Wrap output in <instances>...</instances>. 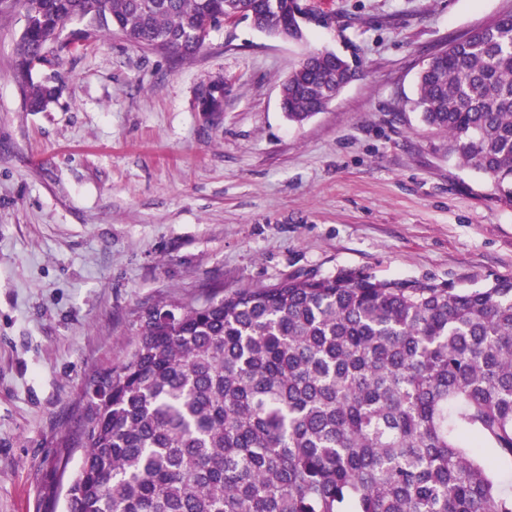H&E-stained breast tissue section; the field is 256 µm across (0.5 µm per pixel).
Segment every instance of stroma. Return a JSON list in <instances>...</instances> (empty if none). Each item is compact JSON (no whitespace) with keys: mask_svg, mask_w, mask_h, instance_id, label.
<instances>
[{"mask_svg":"<svg viewBox=\"0 0 512 512\" xmlns=\"http://www.w3.org/2000/svg\"><path fill=\"white\" fill-rule=\"evenodd\" d=\"M300 2L305 41L233 20L191 59L93 29L55 65L58 101L30 112L12 76L24 17L0 0V512H62L90 379L147 307L342 268L512 275V208L409 104L430 57L512 0ZM318 49L361 75L289 123L280 83ZM218 76L223 111H199Z\"/></svg>","mask_w":512,"mask_h":512,"instance_id":"obj_1","label":"stroma"}]
</instances>
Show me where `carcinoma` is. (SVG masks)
Wrapping results in <instances>:
<instances>
[{
	"label": "carcinoma",
	"mask_w": 512,
	"mask_h": 512,
	"mask_svg": "<svg viewBox=\"0 0 512 512\" xmlns=\"http://www.w3.org/2000/svg\"><path fill=\"white\" fill-rule=\"evenodd\" d=\"M297 0H16L13 77L27 109L57 98L73 22L183 58L237 13L304 40ZM333 51L282 82L288 120L347 85ZM414 109L448 157L512 208V14L435 54ZM66 512H512V276L480 288L356 269L221 288L139 319L120 366L92 378Z\"/></svg>",
	"instance_id": "1"
}]
</instances>
